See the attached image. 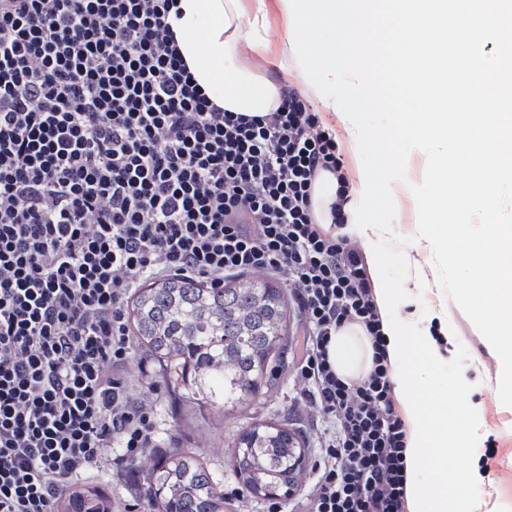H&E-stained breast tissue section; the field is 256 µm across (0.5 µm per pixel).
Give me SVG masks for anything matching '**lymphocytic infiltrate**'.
<instances>
[{
	"instance_id": "f902f5d3",
	"label": "lymphocytic infiltrate",
	"mask_w": 512,
	"mask_h": 512,
	"mask_svg": "<svg viewBox=\"0 0 512 512\" xmlns=\"http://www.w3.org/2000/svg\"><path fill=\"white\" fill-rule=\"evenodd\" d=\"M176 0H0V512H56L108 448L156 433L133 390L126 318L152 277L261 274L303 325L299 402L318 424L303 512H405L407 426L356 240L312 215L318 174L349 181L335 131L289 89L248 117L211 101L168 22ZM372 369L339 377L337 329ZM369 336L358 324H346L336 331L329 346V358L336 373L348 380L365 377L372 365Z\"/></svg>"
}]
</instances>
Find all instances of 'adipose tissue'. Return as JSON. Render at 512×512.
<instances>
[{
	"mask_svg": "<svg viewBox=\"0 0 512 512\" xmlns=\"http://www.w3.org/2000/svg\"><path fill=\"white\" fill-rule=\"evenodd\" d=\"M181 18L172 19L179 46L191 71L208 97L228 112L262 115L275 111L283 100V86L274 78L257 75L238 61L241 49L258 54L270 47L265 0L246 9L243 0H179ZM374 187L370 174L360 173L350 189L344 210L350 229L361 240L371 272L379 270V242L389 233L385 224L367 220L368 195ZM383 332L388 340L391 382L406 416V497L410 512H459L449 495L456 481L448 457L465 447L469 429L454 404L439 397L425 407L419 382L423 368L442 358L432 334V322L442 312H419L415 320L390 313L392 290L374 285ZM369 336L358 324L339 328L329 346L337 374L348 380L365 377L372 365Z\"/></svg>",
	"mask_w": 512,
	"mask_h": 512,
	"instance_id": "1",
	"label": "adipose tissue"
}]
</instances>
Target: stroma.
<instances>
[{
  "mask_svg": "<svg viewBox=\"0 0 512 512\" xmlns=\"http://www.w3.org/2000/svg\"><path fill=\"white\" fill-rule=\"evenodd\" d=\"M391 192L396 208L393 234L407 238L402 251L411 267L405 282L408 297L398 306L397 315L406 319L430 308L448 313L450 340L442 346L444 360L424 371L422 384L431 394L445 393L462 400L468 411L470 435L455 462V492L468 503H495L499 512H512V407L504 406L498 396V357L456 303L444 294L437 283L432 254L415 242L414 196L397 182L392 183ZM302 343V326L292 308L288 311L286 346L272 358L266 382L243 406L213 409L181 400L164 384L157 369L146 377L134 376L136 392L149 396L157 419L155 442L145 457L132 462L127 475H117L112 460L106 459L94 474L77 484V491L102 496L126 512H158L141 478L168 449L186 448L221 474L227 512H267L269 498L243 493L231 469L234 440L241 429L253 423L279 421L298 430L308 449L305 466L291 493L292 498L301 497L317 460L313 449L316 424L298 407L293 380L295 355ZM475 464L483 476L479 483L472 482L469 475Z\"/></svg>",
  "mask_w": 512,
  "mask_h": 512,
  "instance_id": "1",
  "label": "stroma"
}]
</instances>
